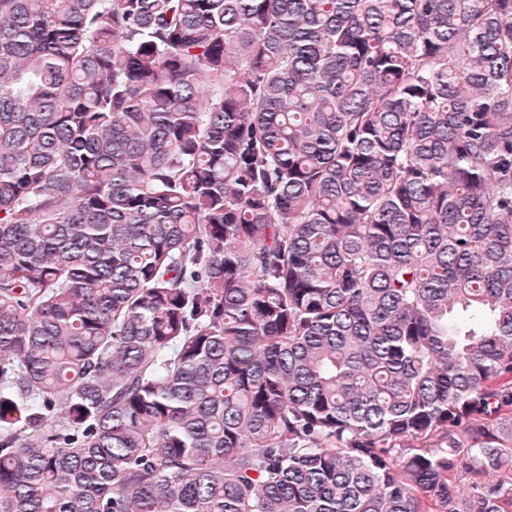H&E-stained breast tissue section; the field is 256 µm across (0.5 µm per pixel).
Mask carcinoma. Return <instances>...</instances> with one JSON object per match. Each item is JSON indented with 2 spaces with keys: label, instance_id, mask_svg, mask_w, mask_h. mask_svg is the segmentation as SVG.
I'll return each instance as SVG.
<instances>
[{
  "label": "carcinoma",
  "instance_id": "carcinoma-1",
  "mask_svg": "<svg viewBox=\"0 0 512 512\" xmlns=\"http://www.w3.org/2000/svg\"><path fill=\"white\" fill-rule=\"evenodd\" d=\"M0 512H512V0H0Z\"/></svg>",
  "mask_w": 512,
  "mask_h": 512
}]
</instances>
